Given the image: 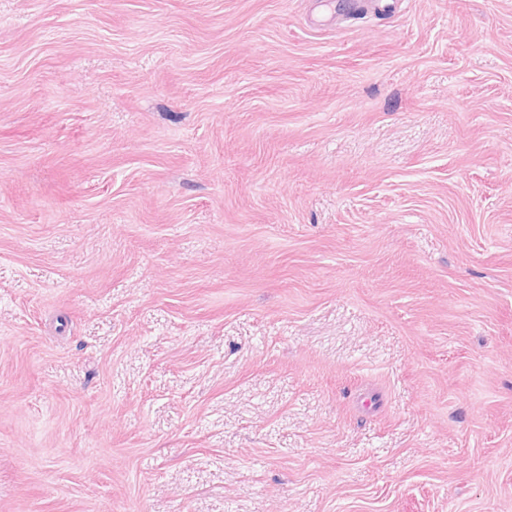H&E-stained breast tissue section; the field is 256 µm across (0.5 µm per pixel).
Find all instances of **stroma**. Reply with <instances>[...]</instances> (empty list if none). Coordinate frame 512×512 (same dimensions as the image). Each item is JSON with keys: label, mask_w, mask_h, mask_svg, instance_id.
<instances>
[{"label": "stroma", "mask_w": 512, "mask_h": 512, "mask_svg": "<svg viewBox=\"0 0 512 512\" xmlns=\"http://www.w3.org/2000/svg\"><path fill=\"white\" fill-rule=\"evenodd\" d=\"M0 512H512V0H0Z\"/></svg>", "instance_id": "35a3bbf8"}]
</instances>
